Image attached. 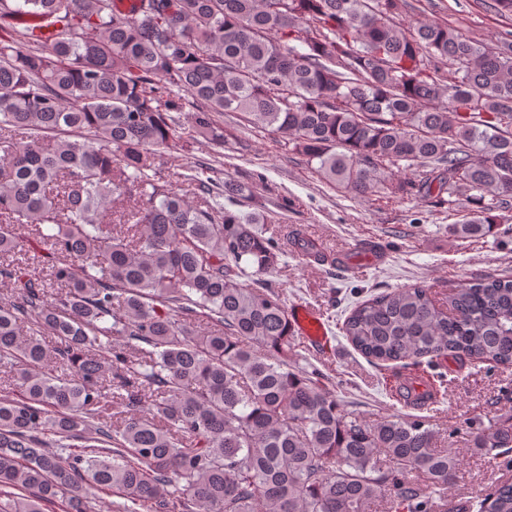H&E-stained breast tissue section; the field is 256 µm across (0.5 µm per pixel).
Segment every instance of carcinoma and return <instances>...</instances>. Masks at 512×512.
<instances>
[{"instance_id": "carcinoma-1", "label": "carcinoma", "mask_w": 512, "mask_h": 512, "mask_svg": "<svg viewBox=\"0 0 512 512\" xmlns=\"http://www.w3.org/2000/svg\"><path fill=\"white\" fill-rule=\"evenodd\" d=\"M123 2L0 0V512L103 488L123 512H512L509 482L448 499L429 421L370 420L298 365L285 301L243 282L282 254L264 215L183 163L236 112L336 188L430 197L479 239L512 212V41L406 25L408 0ZM342 330L382 364L511 368L512 279L406 285ZM474 447L512 468V414Z\"/></svg>"}]
</instances>
